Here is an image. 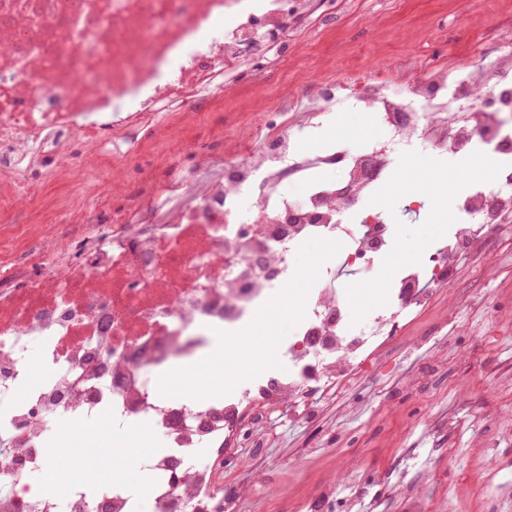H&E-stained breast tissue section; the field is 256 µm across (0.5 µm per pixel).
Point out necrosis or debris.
I'll return each mask as SVG.
<instances>
[{
  "label": "necrosis or debris",
  "mask_w": 512,
  "mask_h": 512,
  "mask_svg": "<svg viewBox=\"0 0 512 512\" xmlns=\"http://www.w3.org/2000/svg\"><path fill=\"white\" fill-rule=\"evenodd\" d=\"M313 0H0V185L21 192L54 180L72 164L71 134L127 153L153 115L188 112L223 93L228 76L282 42L292 19L309 17ZM496 104L478 123L460 120L484 91ZM309 96L317 111L334 107L377 115L385 138L364 153L297 152L298 132H275L214 158L195 149V164L170 167L162 183L91 225L87 248L39 255L22 284L0 273V512H214L227 474L201 456L214 421L248 402L288 405L294 420L309 413L308 395L345 380L367 362L381 328L424 311L440 281L464 259L476 227L512 217V166L493 185L455 203L456 216L429 263L404 268L390 296L389 322L352 328L336 289H320L288 339V374L276 388L255 385L214 400L166 394L157 372L190 373L209 336L244 331L251 315L293 283L292 262L304 241L341 239L346 265L368 267L385 233L348 223L338 195L367 191V163L385 169L395 152L425 143L454 153L478 148L507 155L512 139V43L491 61L455 69L429 65L402 92L364 73L356 89L333 81ZM334 171L337 182L319 179ZM305 193L278 187L288 174ZM73 428L108 420L132 433L143 424L165 430V451L146 463L148 487L115 480L100 491L60 482L33 489L29 476L53 463L43 448L47 424Z\"/></svg>",
  "instance_id": "4bbe7bcc"
}]
</instances>
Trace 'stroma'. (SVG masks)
I'll list each match as a JSON object with an SVG mask.
<instances>
[{
	"label": "stroma",
	"mask_w": 512,
	"mask_h": 512,
	"mask_svg": "<svg viewBox=\"0 0 512 512\" xmlns=\"http://www.w3.org/2000/svg\"><path fill=\"white\" fill-rule=\"evenodd\" d=\"M509 40L512 0H334L312 19L291 22L276 60L194 111L156 115L136 153L109 159L75 140L67 173L0 205V265L22 269L48 249L63 252L83 241L88 224L138 197L146 180H164V156L191 166L192 142L225 156L285 118L311 125L301 150H362L381 134L374 118L347 110L311 115L312 84L351 83L371 72L399 86L421 75L429 59L452 67L478 50L488 61ZM428 160L396 155L360 200L361 210L380 214L394 234L369 272L338 288L354 325L388 317L386 298L401 269L421 264L447 233L464 187L488 180L483 151L449 154V167L465 171L461 187L429 169ZM71 196L79 203L77 223H51L44 202ZM411 197L425 199L424 212L404 213ZM339 250L335 242L299 248L300 278L289 296H274L245 332L225 339L223 356L206 353L191 377L167 381L168 393L205 401L287 374L288 338L322 285L321 267L332 265ZM426 339L431 348L423 347ZM401 375L415 376L416 384L399 390ZM97 429L109 437V458L125 479L143 483L140 460L163 450L162 435L145 427L132 438L116 437L104 422ZM227 451L237 479L225 491L244 496L256 512H512V223L485 230L452 281L437 284L430 307L404 319L396 336L380 339L372 367L314 399L309 419L257 424L247 443L228 444ZM488 478L497 489L485 498L477 487ZM329 485L336 496L326 501Z\"/></svg>",
	"instance_id": "35a3bbf8"
}]
</instances>
